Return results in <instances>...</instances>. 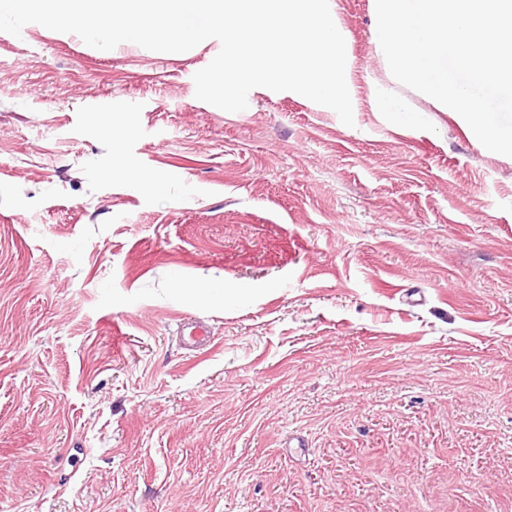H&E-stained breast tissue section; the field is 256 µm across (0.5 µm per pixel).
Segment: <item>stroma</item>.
I'll use <instances>...</instances> for the list:
<instances>
[{
  "mask_svg": "<svg viewBox=\"0 0 512 512\" xmlns=\"http://www.w3.org/2000/svg\"><path fill=\"white\" fill-rule=\"evenodd\" d=\"M336 2L350 127L197 99L215 39L0 32V512H512V157ZM373 100L377 110L391 114L397 124L402 125L410 121V117L404 113L408 111L403 108L400 101L396 98L379 92L374 95ZM208 337V328L201 322L185 323L182 326V343L188 350H199L206 345Z\"/></svg>",
  "mask_w": 512,
  "mask_h": 512,
  "instance_id": "obj_1",
  "label": "stroma"
}]
</instances>
